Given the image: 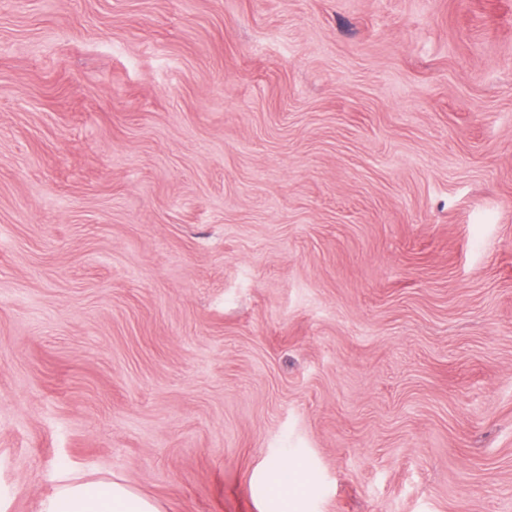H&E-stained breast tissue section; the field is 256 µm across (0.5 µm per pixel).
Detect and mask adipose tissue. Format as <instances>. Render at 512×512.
Wrapping results in <instances>:
<instances>
[{"instance_id":"1","label":"adipose tissue","mask_w":512,"mask_h":512,"mask_svg":"<svg viewBox=\"0 0 512 512\" xmlns=\"http://www.w3.org/2000/svg\"><path fill=\"white\" fill-rule=\"evenodd\" d=\"M41 512H160L157 503L130 486L107 479L61 484Z\"/></svg>"}]
</instances>
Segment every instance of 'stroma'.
<instances>
[{
    "mask_svg": "<svg viewBox=\"0 0 512 512\" xmlns=\"http://www.w3.org/2000/svg\"><path fill=\"white\" fill-rule=\"evenodd\" d=\"M512 512V0H0V505ZM41 512H160L157 503L130 486L107 479L61 484Z\"/></svg>",
    "mask_w": 512,
    "mask_h": 512,
    "instance_id": "stroma-1",
    "label": "stroma"
}]
</instances>
